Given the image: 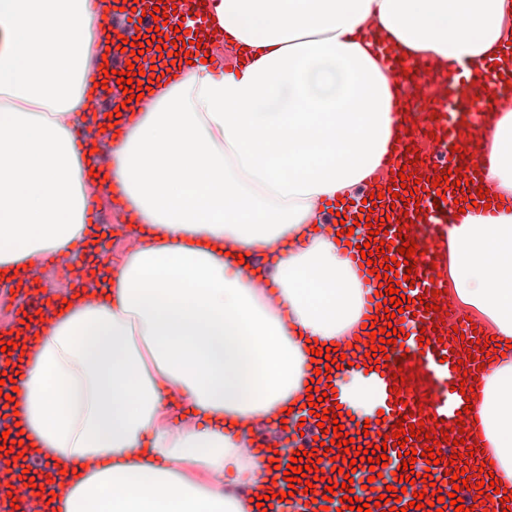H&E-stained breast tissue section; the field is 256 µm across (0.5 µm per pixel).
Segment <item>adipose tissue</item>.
<instances>
[{
  "label": "adipose tissue",
  "instance_id": "1",
  "mask_svg": "<svg viewBox=\"0 0 512 512\" xmlns=\"http://www.w3.org/2000/svg\"><path fill=\"white\" fill-rule=\"evenodd\" d=\"M241 65L163 56L111 140L116 205L135 246L101 261L87 199L100 61L93 0H0V270L50 254L87 266L71 303L30 323L10 410L23 450L54 463L46 512H261L224 491L260 463L247 429L300 410L311 351L358 327L364 290L321 209L376 185L409 133L400 83L370 49L472 70L512 38V0H207ZM480 182L512 197V85L478 133ZM266 255L275 293L239 256ZM454 305L494 335L474 436L512 486V209L448 227ZM185 398L191 418L170 406Z\"/></svg>",
  "mask_w": 512,
  "mask_h": 512
}]
</instances>
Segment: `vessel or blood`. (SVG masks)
Segmentation results:
<instances>
[{"instance_id":"obj_1","label":"vessel or blood","mask_w":512,"mask_h":512,"mask_svg":"<svg viewBox=\"0 0 512 512\" xmlns=\"http://www.w3.org/2000/svg\"><path fill=\"white\" fill-rule=\"evenodd\" d=\"M502 71L500 60L489 61L481 74H474L463 63H449L446 70L438 74L407 73L401 78V107L403 112L418 119L416 132L405 139L396 153L399 165L405 166L413 178H434L447 173L446 182L438 187L418 190V209L404 206L409 198L408 189H401L399 198L384 196L377 200V210L389 213L391 220L383 236L392 248L403 246L405 238H414L417 244L418 262L413 270L398 267L401 275L400 287L411 298L413 316L408 339L403 345L386 347L387 357L379 366L370 368L365 364L366 349L362 346L345 345L342 349L348 361L358 367L363 379L370 381L376 393V409L382 410L383 422L362 424L353 419L349 400L345 395H328L324 405H340L337 420H325L317 424L313 417L304 423L290 421L289 425L273 423L267 428L245 434L248 447L259 457H268L270 449L289 443L299 451H311L318 443L330 442V429L334 424L343 425L350 438L361 445H386L388 464L385 474L401 472V447L392 439L398 419H407L411 424H423L425 432L443 430L450 440L458 439L457 419L466 405V398L458 391L463 379L455 365L458 360H469L478 366L482 357L481 344L475 343L471 324L464 317L453 315L447 295L441 294V274L446 273L447 251L445 217L451 213L454 203L460 199L476 200L474 191L478 183L475 160L467 137V121L487 105L490 89L497 87ZM458 147L459 153L448 156L450 147ZM406 227V234H399V227ZM337 247L349 260L364 290L363 315L372 318L378 315V297L375 282L365 268V262L355 245L338 242ZM433 297L435 307L426 310L423 300ZM464 332V339H456V332ZM404 369V379L394 378L397 369ZM47 460L38 454L23 459L21 466L6 464L0 459V483L19 484L21 467L31 470L46 468ZM470 512H512V502L503 503L499 498L473 497L468 489L458 491Z\"/></svg>"}]
</instances>
